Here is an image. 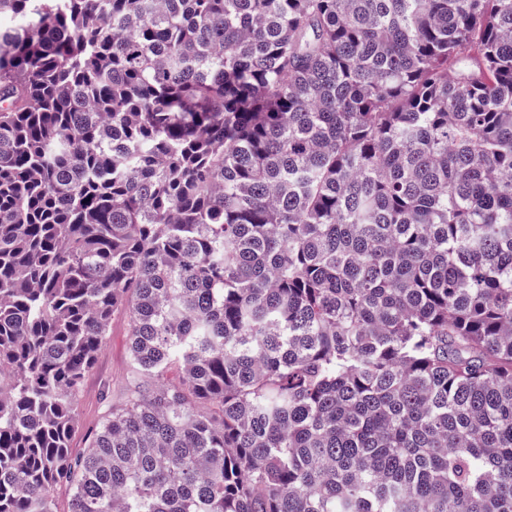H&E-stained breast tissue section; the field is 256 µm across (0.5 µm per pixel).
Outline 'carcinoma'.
Instances as JSON below:
<instances>
[{"label": "carcinoma", "instance_id": "cac0c4a2", "mask_svg": "<svg viewBox=\"0 0 512 512\" xmlns=\"http://www.w3.org/2000/svg\"><path fill=\"white\" fill-rule=\"evenodd\" d=\"M58 483L512 512V0H0V512ZM110 334L84 379L78 424L70 442L74 455L89 447L112 405L120 406L125 400L129 354L123 317L112 319Z\"/></svg>", "mask_w": 512, "mask_h": 512}]
</instances>
